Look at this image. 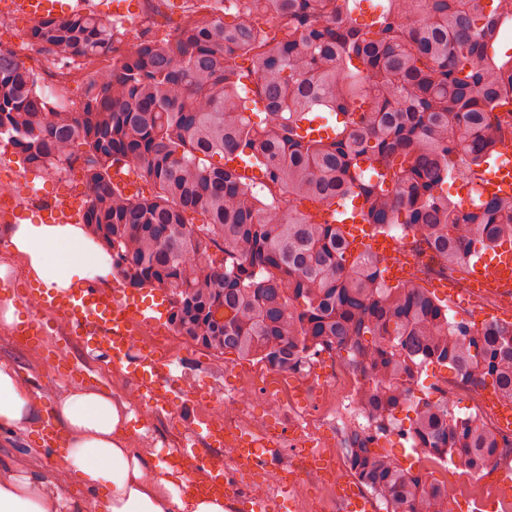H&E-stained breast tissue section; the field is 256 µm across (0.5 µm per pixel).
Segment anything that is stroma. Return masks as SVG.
I'll return each instance as SVG.
<instances>
[{
    "mask_svg": "<svg viewBox=\"0 0 512 512\" xmlns=\"http://www.w3.org/2000/svg\"><path fill=\"white\" fill-rule=\"evenodd\" d=\"M5 228V222L0 221V260L9 265L7 277L0 279V301L13 297L21 299L35 292V285L24 264L7 252ZM17 315L21 323L40 326L43 340L36 346L11 340L6 338L4 328L0 327V362L15 365L24 382L32 391L40 392L41 398L37 420L24 440L0 437V461L9 464L17 472L41 474L62 497H82L86 512H96L94 494L75 482H61V453L50 452L40 442L42 423L51 413L61 393L51 379L45 356L50 346L62 343L67 323L60 318H44L40 310L24 305L18 307ZM135 340L137 349L151 350L160 355L166 354L168 348H175L182 361L179 382L194 386V399L187 403L178 418L159 407L144 415L138 413L135 406H128L127 411L132 416L128 425L129 441L134 448L152 456L165 446L180 447L187 431L199 421L208 419L217 400L234 393L248 382L254 387H261V377L267 371L265 364L241 361L234 355L220 354L197 345L174 332L165 320L140 328ZM247 419L278 429L281 435L277 448L279 457L289 466H297L302 440L287 414H271L262 402L257 401L251 405ZM435 477L445 487L456 491L455 496L448 500L450 512H472L470 500L473 496L479 495L492 501L498 496L497 475L490 469L484 470L481 477L474 478L452 465L436 472ZM307 500L322 503L324 512H342L336 499L335 486L327 484L324 473L314 469L293 475L289 501H282L279 488H270L264 512H301Z\"/></svg>",
    "mask_w": 512,
    "mask_h": 512,
    "instance_id": "stroma-1",
    "label": "stroma"
}]
</instances>
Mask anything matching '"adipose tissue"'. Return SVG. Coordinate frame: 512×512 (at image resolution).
Wrapping results in <instances>:
<instances>
[{
  "label": "adipose tissue",
  "instance_id": "adipose-tissue-1",
  "mask_svg": "<svg viewBox=\"0 0 512 512\" xmlns=\"http://www.w3.org/2000/svg\"><path fill=\"white\" fill-rule=\"evenodd\" d=\"M8 248L46 292L94 283L112 272V257L79 224L19 220L8 227ZM36 402L16 368L0 362V436L26 433ZM111 392L78 387L56 400L53 415L66 438L65 475L98 494V512H235L223 498L180 492L170 471L132 448L130 416ZM0 512H85L80 499H62L40 477L0 472Z\"/></svg>",
  "mask_w": 512,
  "mask_h": 512
}]
</instances>
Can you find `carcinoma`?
Returning <instances> with one entry per match:
<instances>
[{
  "label": "carcinoma",
  "instance_id": "1",
  "mask_svg": "<svg viewBox=\"0 0 512 512\" xmlns=\"http://www.w3.org/2000/svg\"><path fill=\"white\" fill-rule=\"evenodd\" d=\"M362 2L224 0V15L191 16L166 40L146 30L130 50L108 20L47 17L30 43L114 65L80 105L51 109L35 73L0 48V141L35 172L80 163L82 223L129 286L168 292L180 335L283 373L345 352L374 428L349 436L355 476L386 512H448L444 487L378 440L430 365L512 402V323L449 319L432 291L387 283L380 257L350 253L343 225L296 203H356L365 223L401 228L442 268L512 246V196L463 207L447 191L512 132V55L498 52L512 0H376L365 25L353 18ZM322 112L336 126L313 135L305 125ZM236 158L263 171L267 198ZM128 161L152 196L112 181ZM413 412L404 434L430 458L477 476L498 456L502 437L480 418L426 399Z\"/></svg>",
  "mask_w": 512,
  "mask_h": 512
}]
</instances>
